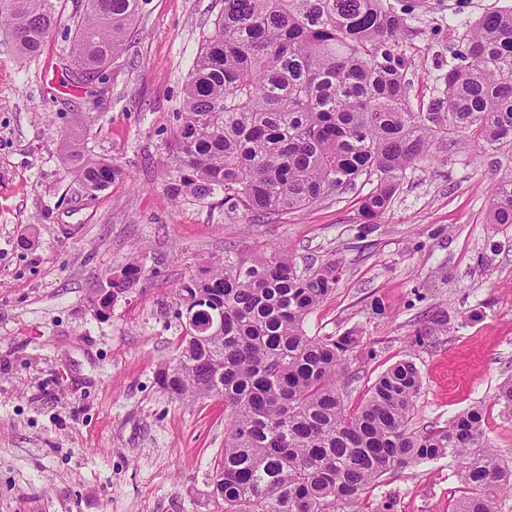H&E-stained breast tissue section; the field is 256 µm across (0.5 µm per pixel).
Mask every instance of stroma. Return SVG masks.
<instances>
[{"label": "stroma", "mask_w": 512, "mask_h": 512, "mask_svg": "<svg viewBox=\"0 0 512 512\" xmlns=\"http://www.w3.org/2000/svg\"><path fill=\"white\" fill-rule=\"evenodd\" d=\"M57 24L23 59L0 26V512H220L215 462L224 403L169 398L156 373L175 355L180 284L224 259L281 251L298 265L339 260L334 292L305 320L311 336L354 332L351 402L389 366L413 360L422 385L412 424L446 426L475 404L512 458V419L495 405L512 377V224L488 221L506 158L483 147L437 150L407 169L387 212L359 235L353 193L252 224L221 204L170 200L168 146L203 36L222 0H142L107 84L70 66L82 0H51ZM408 11L403 43L412 106L440 96L468 25L512 0H390ZM93 121L86 154L130 172L89 194L67 175L59 136ZM146 270L107 313L102 281ZM424 343H417L418 334ZM448 457L382 476L370 507L453 512L462 494Z\"/></svg>", "instance_id": "obj_1"}]
</instances>
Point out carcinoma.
<instances>
[{"instance_id":"cac0c4a2","label":"carcinoma","mask_w":512,"mask_h":512,"mask_svg":"<svg viewBox=\"0 0 512 512\" xmlns=\"http://www.w3.org/2000/svg\"><path fill=\"white\" fill-rule=\"evenodd\" d=\"M140 0H83L69 58L86 78L123 50ZM16 50L36 57L56 18L51 0H0ZM406 13L388 0H224L203 37L176 113L167 193L224 207L251 224L371 185L357 199L363 233L386 213L410 167L442 145L468 141L512 151V10H495L463 35L443 95L415 112L402 53ZM67 173L95 193L129 177L121 166L63 140ZM489 223L512 224V172L495 182ZM144 274L134 262L106 278L112 299ZM334 261L299 266L275 252L233 251L178 289L183 332L157 374L171 398L224 399V452L215 493L224 512H364L387 473L424 460L459 461L464 495L454 512H498L512 461L485 435L474 405L427 433L411 427L421 375L401 360L348 405L359 339L309 336L306 317L336 288ZM199 308L220 325L196 338ZM496 402L512 416V378Z\"/></svg>"}]
</instances>
